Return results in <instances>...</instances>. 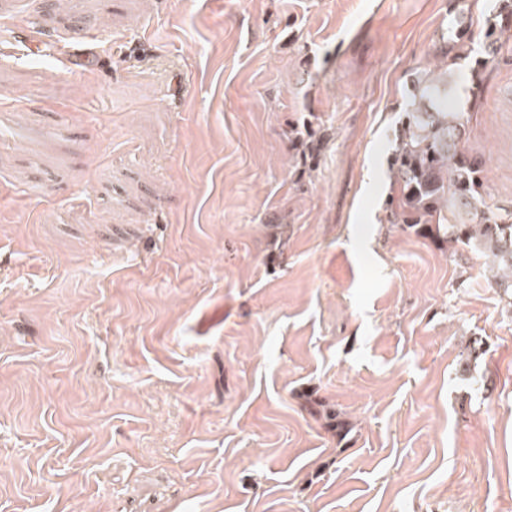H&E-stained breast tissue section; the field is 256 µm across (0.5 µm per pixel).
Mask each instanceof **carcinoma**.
<instances>
[{"mask_svg": "<svg viewBox=\"0 0 512 512\" xmlns=\"http://www.w3.org/2000/svg\"><path fill=\"white\" fill-rule=\"evenodd\" d=\"M484 24L480 55L469 59L456 44L444 49L447 55L469 59L473 83L496 61L503 35L512 30V0H499L486 13ZM450 76L446 71L441 77L413 81L389 163L399 197L396 205L387 207V222L443 234L488 256L491 283L512 295V212L494 211L485 203V162L463 147L468 119L449 101Z\"/></svg>", "mask_w": 512, "mask_h": 512, "instance_id": "obj_1", "label": "carcinoma"}]
</instances>
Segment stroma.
Segmentation results:
<instances>
[{
    "label": "stroma",
    "mask_w": 512,
    "mask_h": 512,
    "mask_svg": "<svg viewBox=\"0 0 512 512\" xmlns=\"http://www.w3.org/2000/svg\"><path fill=\"white\" fill-rule=\"evenodd\" d=\"M484 0H0V512H512V300L384 221ZM512 211V40L468 98Z\"/></svg>",
    "instance_id": "stroma-1"
}]
</instances>
